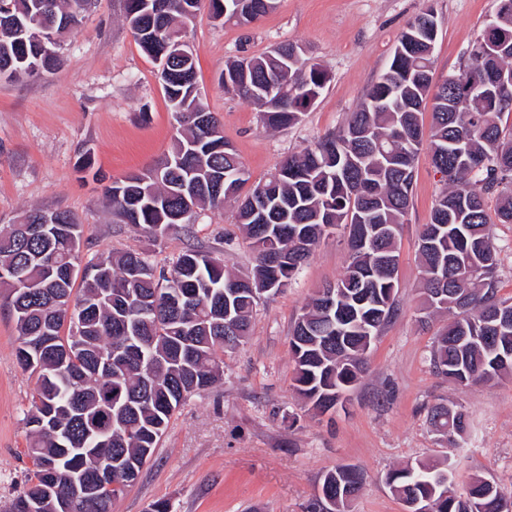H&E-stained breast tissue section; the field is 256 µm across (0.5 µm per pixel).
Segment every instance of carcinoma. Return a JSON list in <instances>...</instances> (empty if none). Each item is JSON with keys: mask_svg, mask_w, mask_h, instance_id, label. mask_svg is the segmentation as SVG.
<instances>
[{"mask_svg": "<svg viewBox=\"0 0 512 512\" xmlns=\"http://www.w3.org/2000/svg\"><path fill=\"white\" fill-rule=\"evenodd\" d=\"M243 0H124V19L143 51L160 66L159 78L176 125L161 165L111 182L104 195L117 221L156 246L197 211L237 204V217L255 256L246 273L231 272L209 250L189 248L159 268L148 251L83 260L82 225L67 211L32 209L21 222L0 227V288L18 331L17 358L42 347L28 367L37 387L26 414L31 483L11 512H112V504L153 456L175 411L222 379L224 352L249 336L261 297L277 293L308 262L320 240L336 230L347 238L349 263L319 289L295 322L290 339L293 391L324 414L364 371L373 339L396 314V239L412 197L414 163L422 147L444 175V188L422 225V306L451 314L435 336V372L458 386L512 373V299L498 297L497 248L486 195L497 217L512 224V129L497 81L512 77V0L490 37L497 53L485 73L483 97L467 90L479 71L473 41L463 73L433 85L432 47L437 21L428 7L401 32L388 69L335 132L286 157L267 179L249 175L221 124L203 101L195 56L168 60L170 36L185 29L201 6L224 21L249 19ZM93 0H0V76L17 78L34 58L42 32L56 38L81 22ZM224 65V92L252 105L271 130L297 123L324 88L323 68L305 63L303 48L282 43ZM432 101L429 139L423 109ZM270 202L260 224L253 198ZM194 207L173 223L172 216ZM56 266L43 263L46 251ZM31 281L15 287V273ZM334 292L327 313L322 295ZM431 427L460 446L462 411L443 404L428 410ZM58 427L62 437L49 430ZM112 460V483L96 497L73 501L67 478L89 476L87 452ZM324 475L308 512H341L359 492L357 469ZM401 500H419L434 512H509L499 487L476 479L456 494L449 471L427 464L389 472Z\"/></svg>", "mask_w": 512, "mask_h": 512, "instance_id": "1", "label": "carcinoma"}]
</instances>
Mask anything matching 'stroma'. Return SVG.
I'll return each mask as SVG.
<instances>
[{"mask_svg": "<svg viewBox=\"0 0 512 512\" xmlns=\"http://www.w3.org/2000/svg\"><path fill=\"white\" fill-rule=\"evenodd\" d=\"M429 4L438 25L432 78L439 84L462 73L466 51L498 0H277L245 26L200 11L186 36L198 53L197 83L252 182L357 109L387 70L407 21ZM123 13L124 0H94L63 38L51 69L32 80H0V225L32 207L70 211L83 226L87 258L146 248L140 233L113 219L104 188L155 167L175 133L158 67ZM282 41L302 45L328 81L297 124L272 131L253 106L224 92L220 78L225 62ZM84 152L94 166L82 173ZM442 187L429 153L421 152L398 240L399 311L375 340L345 407L316 417L291 389L294 323L347 264L345 240L336 235L320 241L287 288L261 300L248 339L224 355L221 381L176 411L113 512H149L156 502L173 512H306L324 474L341 465L365 475L349 512H405L385 475L419 461L449 467L459 495L478 477L512 493V376L468 387L449 382L430 361L444 318L427 328L417 321L418 237ZM193 245L218 251L234 271L253 265L233 204L198 213L190 231L168 236L153 258L164 264ZM18 345L15 320L0 304V512L26 489L31 466L24 414L36 378L19 364ZM436 403L465 413L466 447H453L429 425L427 409Z\"/></svg>", "mask_w": 512, "mask_h": 512, "instance_id": "35a3bbf8", "label": "stroma"}]
</instances>
